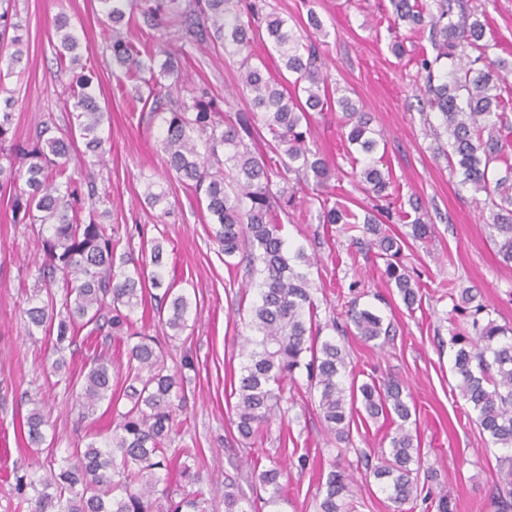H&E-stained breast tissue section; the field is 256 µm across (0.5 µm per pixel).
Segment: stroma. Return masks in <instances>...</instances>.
<instances>
[{
  "label": "stroma",
  "mask_w": 512,
  "mask_h": 512,
  "mask_svg": "<svg viewBox=\"0 0 512 512\" xmlns=\"http://www.w3.org/2000/svg\"><path fill=\"white\" fill-rule=\"evenodd\" d=\"M386 0H269L272 8L299 24L308 10L319 14L328 37L322 47L331 87L362 106L386 145L383 163L394 182L397 218L389 231L406 233L404 216L417 212L432 226L425 242L405 248L414 271L419 303L406 307L382 274L383 262L371 253H356L350 233L340 225L317 220V207L301 203L282 234L288 248H303L312 261L310 278L318 305L322 337L335 335L350 304L373 308L392 323L395 336L385 347L357 336L340 338L348 372L369 378L403 381L415 410L421 448L420 484L425 492L448 496L449 512H494L489 495L499 479L503 449L485 443L470 406L456 388L451 370V336L471 328L452 312L449 286L474 288L499 324L512 327V267L504 265L490 239L488 214L477 207L475 192L451 175L445 156L426 133L419 100L423 82L412 59L424 42L407 34V57L389 50L384 18ZM500 48L496 55L512 64V0H481ZM14 11L29 44L21 75L10 84L19 96L15 141L27 145L38 127L60 131L69 122L67 100L72 84L62 72L52 38L53 20L66 13L81 45L83 64L94 75V90L110 120L103 134L109 153L104 160L77 150L68 172L81 184L92 183L101 198L99 212L119 226L123 247L139 250L142 239L155 238L164 249L166 281L190 301L188 327L176 339H163L168 366L191 361L186 408L175 422V447L197 449L205 512H224L219 493L225 478L244 479L251 464H283V499L279 512H316L318 471L339 465L353 478L358 512H436L423 498L398 506L379 483L367 476L364 463L376 461L388 447L389 422L356 416L348 442L328 433L310 402L305 370L284 383L286 414L274 420L261 439H242L231 424L229 393L243 361L248 311L256 285L240 269L224 263L212 235L210 216L192 189L165 170L157 143L159 122L133 99L131 84L112 61L107 21L98 0H15ZM133 41L147 43L156 62L180 58L190 84L207 86L224 112H243L247 101L238 89V62L223 49L190 45L164 30L132 28ZM338 113H315L310 141L331 164L329 185L357 214L372 210L359 170L347 157L338 128ZM165 191L157 206L144 203L147 185ZM42 259L37 241L25 225L11 220V201L0 193V512H30L14 493L13 472L38 473L50 458L85 447L92 434L113 427V411L80 418L75 394L51 370L52 344L43 335L28 336L23 310L36 286L34 266ZM42 400L52 425V447H34L12 421Z\"/></svg>",
  "instance_id": "1"
}]
</instances>
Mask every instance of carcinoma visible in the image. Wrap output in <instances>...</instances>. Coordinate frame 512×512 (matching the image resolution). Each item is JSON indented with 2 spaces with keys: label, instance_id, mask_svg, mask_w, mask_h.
I'll return each mask as SVG.
<instances>
[{
  "label": "carcinoma",
  "instance_id": "cac0c4a2",
  "mask_svg": "<svg viewBox=\"0 0 512 512\" xmlns=\"http://www.w3.org/2000/svg\"><path fill=\"white\" fill-rule=\"evenodd\" d=\"M0 0V41L13 52L7 68H0V191L11 195L13 221L24 224L37 237L43 252L35 265L36 282L23 310L27 331L52 338L55 373L66 367L64 352L80 329L88 335L105 334L122 345L126 376L122 396L112 391V361L98 356L74 382L79 388L81 417L93 415L102 402L107 408L126 398L130 406L119 413L112 433L102 442L50 461L37 478L15 475V491L34 503V512H155L161 471L178 463L179 476L194 484L199 476L187 459L194 448H170L174 442L176 412L183 409L186 393L182 374L165 365L161 342L134 328L132 314L146 296L159 297L157 308L163 335L173 338L187 327L190 303L165 283L161 272L163 248L150 240L154 270L136 260L132 252H118L119 228L98 219L94 207L85 206L81 186L68 174V161L78 140L85 152L98 160L106 153L102 129L107 110L102 107L91 77L78 73L73 90L70 127L58 136H47L48 127L35 131L27 147L14 144L15 92L5 86L28 47L19 34L22 27ZM109 21L112 60L125 68L135 82L136 98L151 104L160 119L158 143L166 167L189 182L199 202L215 224L214 238L224 252V264H245L257 273L258 298L250 308L248 326L252 345L240 368L238 384L230 397L234 423L240 437H261L264 426L282 414L283 381L303 367L310 387L317 393L316 411L336 438H349L354 414L388 419L396 425L389 448L370 474L401 506L418 497L420 448L411 429V409L403 386L397 381L376 383L345 381L346 353L331 339H321L312 293L310 258L303 249H285L282 217L297 205L299 185L308 175L315 179L314 200L320 224L356 227V215L335 200L327 184L328 160L310 146L313 113L336 109L341 137L356 152L370 158L378 149L375 132L356 103L345 94L329 91L321 68L322 42L301 35L288 19L263 13L262 0H100ZM388 30L395 34L392 54L405 56L400 29L427 34L417 65L424 84L423 105L436 114L429 124L438 147L461 184L485 194L488 227L498 254L512 263V123L506 116L509 97L501 62L493 57L497 41L493 30L477 14L475 0H389ZM162 26L177 40H207L239 58V85L249 100L247 112L219 111L205 87H190L188 96L173 100L166 77L180 78L179 60L167 56L154 66L153 55L142 58L129 38L137 20ZM60 61L75 71L80 57L78 40L69 18L58 14L53 22ZM269 42L288 74L293 90L284 89L265 68L253 62L255 39ZM205 149H200L197 138ZM366 191L377 198L389 196L390 174L370 159L360 170ZM381 220L371 216L363 223L369 235L364 249L376 250L383 260L387 284L397 289L404 304L413 306L417 291L402 261L404 240L387 235ZM61 298H56V289ZM162 291L161 295L154 291ZM471 288L460 291L453 310L471 322L473 336H454L452 372L457 389L474 413L480 433L498 448L512 449V327L491 318V310ZM345 328L365 342L389 341L392 325L369 308L348 310ZM18 419L29 444L40 446L48 418L40 402ZM278 464L255 465L246 479L267 494L263 504L281 500ZM317 512H353L354 495L344 472L331 469ZM202 491L170 501L167 512H201ZM495 512H512V457L502 460L500 480L492 495ZM253 503L239 483L224 482V512H252Z\"/></svg>",
  "mask_w": 512,
  "mask_h": 512
}]
</instances>
